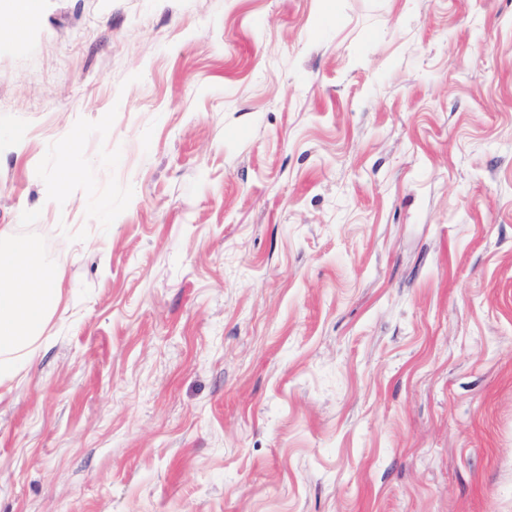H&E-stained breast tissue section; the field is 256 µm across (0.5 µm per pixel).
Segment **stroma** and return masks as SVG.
Segmentation results:
<instances>
[{
  "label": "stroma",
  "mask_w": 512,
  "mask_h": 512,
  "mask_svg": "<svg viewBox=\"0 0 512 512\" xmlns=\"http://www.w3.org/2000/svg\"><path fill=\"white\" fill-rule=\"evenodd\" d=\"M2 224L0 512H512V0L0 12ZM62 301L46 283L31 248H21L10 224L0 226V386L32 360L41 335ZM37 311L32 318L31 312Z\"/></svg>",
  "instance_id": "1"
}]
</instances>
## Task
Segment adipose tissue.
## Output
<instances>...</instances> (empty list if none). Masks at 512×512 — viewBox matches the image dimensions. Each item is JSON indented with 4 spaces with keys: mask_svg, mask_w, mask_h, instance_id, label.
<instances>
[{
    "mask_svg": "<svg viewBox=\"0 0 512 512\" xmlns=\"http://www.w3.org/2000/svg\"><path fill=\"white\" fill-rule=\"evenodd\" d=\"M61 301V288L47 284L32 249L19 246L11 225H1L0 386L30 363Z\"/></svg>",
    "mask_w": 512,
    "mask_h": 512,
    "instance_id": "obj_1",
    "label": "adipose tissue"
}]
</instances>
